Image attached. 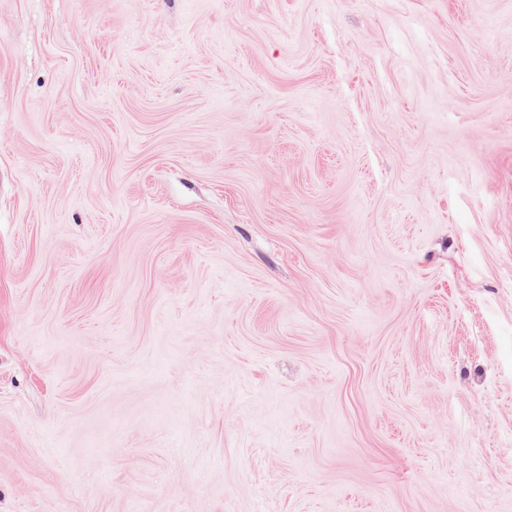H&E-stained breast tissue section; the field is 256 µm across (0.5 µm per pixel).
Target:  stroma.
Here are the masks:
<instances>
[{
  "mask_svg": "<svg viewBox=\"0 0 512 512\" xmlns=\"http://www.w3.org/2000/svg\"><path fill=\"white\" fill-rule=\"evenodd\" d=\"M0 512H512V0H0Z\"/></svg>",
  "mask_w": 512,
  "mask_h": 512,
  "instance_id": "obj_1",
  "label": "stroma"
}]
</instances>
